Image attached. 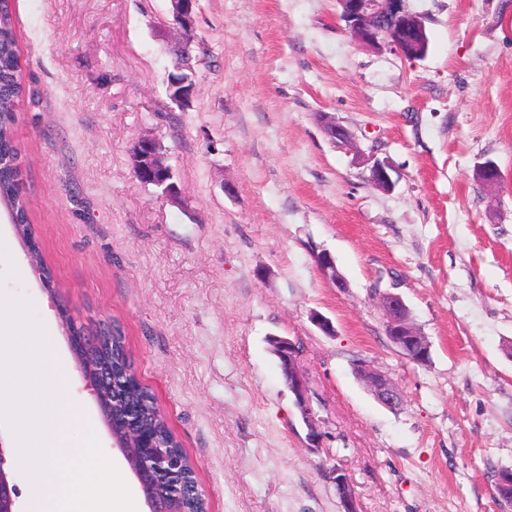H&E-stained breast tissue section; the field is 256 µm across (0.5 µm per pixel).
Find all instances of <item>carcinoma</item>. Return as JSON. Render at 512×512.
Listing matches in <instances>:
<instances>
[{"label": "carcinoma", "mask_w": 512, "mask_h": 512, "mask_svg": "<svg viewBox=\"0 0 512 512\" xmlns=\"http://www.w3.org/2000/svg\"><path fill=\"white\" fill-rule=\"evenodd\" d=\"M26 88L21 77L20 51L15 28L11 2L0 3V206H9L18 219V223L30 224V200L23 196L16 183V160L19 149L15 139L16 104L25 97ZM32 268L40 277L52 283L54 272L43 259L42 249L38 244L31 247ZM103 338L119 343V348L99 349L95 360L112 362V369L123 372V364L131 363L126 348L125 336L119 325L111 322L99 323ZM119 394L124 400L135 401L141 405L143 424L155 432L161 443V451L175 456L181 461L180 475L185 485L195 484L196 476L188 461L181 443L176 440L169 421L160 409L152 390L128 374L125 382L120 384ZM175 512H207L205 497L188 492L173 502Z\"/></svg>", "instance_id": "1"}]
</instances>
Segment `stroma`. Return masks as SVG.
<instances>
[{
  "label": "stroma",
  "instance_id": "1",
  "mask_svg": "<svg viewBox=\"0 0 512 512\" xmlns=\"http://www.w3.org/2000/svg\"><path fill=\"white\" fill-rule=\"evenodd\" d=\"M16 141L48 293L0 209V290L29 300L132 495L58 321H116L195 466L209 512H512V0H408L424 58L355 42L338 0H197L196 90L171 107L170 0H13ZM354 135L341 147L320 114ZM160 144L178 200L141 184ZM391 163L377 190L367 161ZM502 173L489 187L485 162ZM329 253L336 287L317 264ZM400 294L431 345L390 343L376 295ZM330 330H321L315 316ZM299 352L309 440L271 337ZM390 378L399 406L355 373ZM334 483L341 507L343 508L342 512H359L355 492L346 474L336 470Z\"/></svg>",
  "mask_w": 512,
  "mask_h": 512
}]
</instances>
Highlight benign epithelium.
Segmentation results:
<instances>
[{"label": "benign epithelium", "instance_id": "7a95c632", "mask_svg": "<svg viewBox=\"0 0 512 512\" xmlns=\"http://www.w3.org/2000/svg\"><path fill=\"white\" fill-rule=\"evenodd\" d=\"M173 7V25L178 38V67L184 73L185 80L181 88L167 93L172 105L179 109L188 107L195 90L194 67L191 47L195 44V19L193 7L196 0H171ZM348 4L347 23L352 38L364 45L390 46L404 55L409 49L419 45L422 39L420 17L407 8V0H344ZM323 130L336 142L350 146L353 137L347 128L329 115L321 116ZM136 167L134 175L138 180H148L162 188V194L169 198L178 197L171 168L165 163L159 152L157 142L149 137L141 138L136 145ZM392 166L379 159L373 160L369 167L368 180L381 190H392L395 182L391 175ZM481 181L487 185H496L501 180V171L492 162H486L479 168ZM320 269L336 285L341 286L336 265L330 254L322 252L318 256ZM379 308L385 320L386 334L392 345L403 355L417 363L429 359L430 343L417 331L408 317L409 308L401 295L392 292L377 294ZM70 351L75 359L82 360L93 355V349L102 338L99 334L89 337L83 333L75 336L67 334ZM275 351L279 355L288 388L296 398L297 407L303 421L309 429V435L317 434L315 414L311 406L297 362V350L286 339L275 341ZM368 389L376 400L389 408L399 405L401 395L393 382L384 374L367 365L358 367ZM112 368L97 372L89 380L99 414L108 429L121 426V433L113 436L116 447L120 448L134 473L149 512H173L171 502L156 492L154 476L165 465V460L157 455V445L152 434L139 426V406L130 404L121 411L112 409ZM336 492L343 512H359L355 492L349 478L344 473L334 477ZM496 496L512 499V471L499 474L495 484ZM17 489L11 472L6 468L3 444L0 443V512H16Z\"/></svg>", "mask_w": 512, "mask_h": 512}]
</instances>
